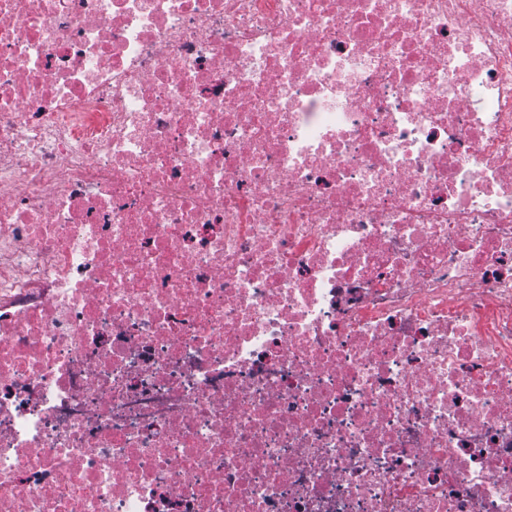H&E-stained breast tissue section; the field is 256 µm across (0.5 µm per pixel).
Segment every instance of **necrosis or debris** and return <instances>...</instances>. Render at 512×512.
Returning <instances> with one entry per match:
<instances>
[{"label":"necrosis or debris","mask_w":512,"mask_h":512,"mask_svg":"<svg viewBox=\"0 0 512 512\" xmlns=\"http://www.w3.org/2000/svg\"><path fill=\"white\" fill-rule=\"evenodd\" d=\"M0 512H512V0H0Z\"/></svg>","instance_id":"necrosis-or-debris-1"}]
</instances>
